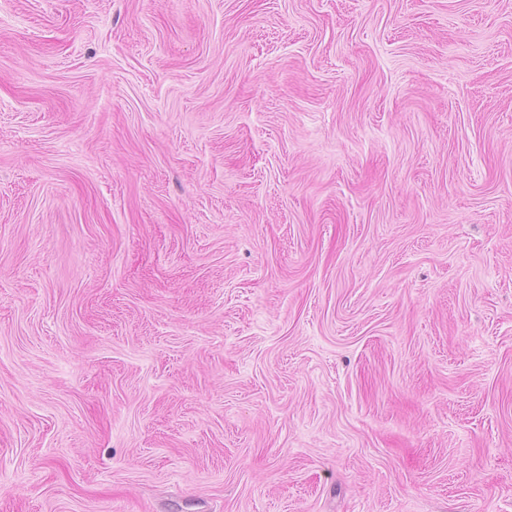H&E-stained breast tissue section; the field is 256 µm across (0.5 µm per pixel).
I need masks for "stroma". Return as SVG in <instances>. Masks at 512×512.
I'll list each match as a JSON object with an SVG mask.
<instances>
[{
    "instance_id": "35a3bbf8",
    "label": "stroma",
    "mask_w": 512,
    "mask_h": 512,
    "mask_svg": "<svg viewBox=\"0 0 512 512\" xmlns=\"http://www.w3.org/2000/svg\"><path fill=\"white\" fill-rule=\"evenodd\" d=\"M0 512H512V0H0Z\"/></svg>"
}]
</instances>
